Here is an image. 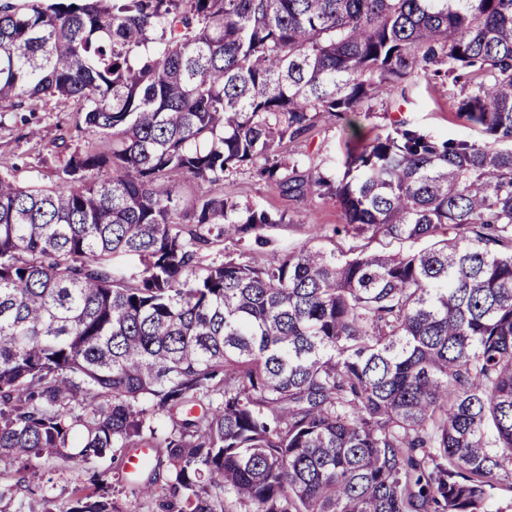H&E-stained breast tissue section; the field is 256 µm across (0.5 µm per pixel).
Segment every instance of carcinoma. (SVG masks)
I'll list each match as a JSON object with an SVG mask.
<instances>
[{"instance_id": "cac0c4a2", "label": "carcinoma", "mask_w": 512, "mask_h": 512, "mask_svg": "<svg viewBox=\"0 0 512 512\" xmlns=\"http://www.w3.org/2000/svg\"><path fill=\"white\" fill-rule=\"evenodd\" d=\"M446 67L482 145L403 121L307 175L279 148ZM77 103L59 185L0 169V471L149 450L44 512H512V0H0V105ZM245 167L326 190L358 234L259 265L198 250L274 223ZM144 270L118 277L116 254ZM163 412L169 424L153 425ZM165 465V484L156 470Z\"/></svg>"}]
</instances>
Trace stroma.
Listing matches in <instances>:
<instances>
[{
    "label": "stroma",
    "mask_w": 512,
    "mask_h": 512,
    "mask_svg": "<svg viewBox=\"0 0 512 512\" xmlns=\"http://www.w3.org/2000/svg\"><path fill=\"white\" fill-rule=\"evenodd\" d=\"M462 95L461 86L446 77L430 74L412 77L404 80L389 97L370 102L366 111L352 112L344 118L320 113L307 132L285 140L280 151L297 164L299 171L319 165L327 176L337 180L343 175L341 162L347 154L386 137L402 121L437 139L464 137L483 143L485 136L481 130L456 113ZM75 109V103L52 100L38 103L36 111L26 114L0 112V165L17 164V177L22 183L56 187L58 170L68 155L67 149L60 145V138L72 123ZM220 190L240 205L266 210L275 222L238 243L211 244L198 255L203 267L223 262L228 256L239 262L259 264L271 252L286 251L306 243L329 252L364 245L390 252L403 248L402 243L380 235L355 236L347 229L336 199L317 194L294 197L249 170L226 178ZM44 473L45 482L31 493L16 489L12 473L0 474V498L7 503L9 512H39L42 496L66 499L75 483H88L94 474L108 483L119 502L131 498L121 464L108 458L86 468L72 461L54 459L45 463Z\"/></svg>",
    "instance_id": "1"
}]
</instances>
